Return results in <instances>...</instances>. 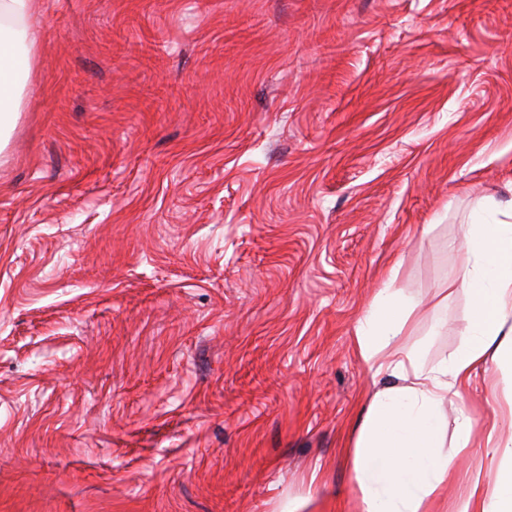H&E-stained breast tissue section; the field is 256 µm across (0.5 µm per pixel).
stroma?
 <instances>
[{"label": "stroma", "mask_w": 512, "mask_h": 512, "mask_svg": "<svg viewBox=\"0 0 512 512\" xmlns=\"http://www.w3.org/2000/svg\"><path fill=\"white\" fill-rule=\"evenodd\" d=\"M0 151V512H358L356 326L471 314L478 203L512 198V0H44ZM397 277H390V270ZM512 373L431 512L507 464Z\"/></svg>", "instance_id": "1"}]
</instances>
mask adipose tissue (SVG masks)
Wrapping results in <instances>:
<instances>
[{
  "label": "adipose tissue",
  "instance_id": "ef3b65f1",
  "mask_svg": "<svg viewBox=\"0 0 512 512\" xmlns=\"http://www.w3.org/2000/svg\"><path fill=\"white\" fill-rule=\"evenodd\" d=\"M42 12V0H0V149L31 75ZM466 249L461 286L472 314L461 346L447 360L426 370L415 353L396 350L415 304L391 289H379L357 328L362 359L393 380L372 395L356 424L352 464L360 512H430V499L455 459L446 448L440 407L461 400L488 363L512 365V200L474 210ZM457 512H512V466L499 471L491 493L472 490Z\"/></svg>",
  "mask_w": 512,
  "mask_h": 512
}]
</instances>
